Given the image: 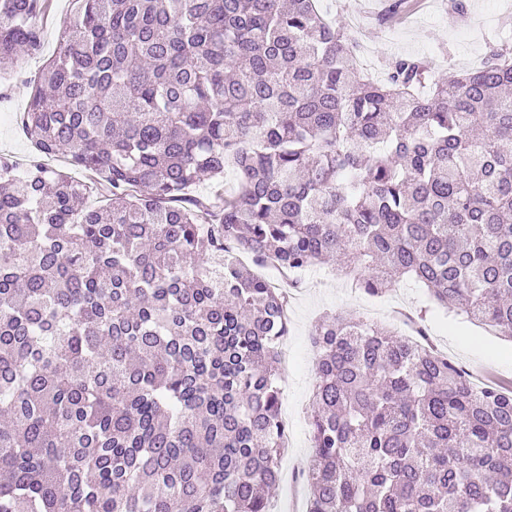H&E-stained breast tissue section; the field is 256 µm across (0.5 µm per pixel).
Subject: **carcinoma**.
Here are the masks:
<instances>
[{
	"label": "carcinoma",
	"mask_w": 512,
	"mask_h": 512,
	"mask_svg": "<svg viewBox=\"0 0 512 512\" xmlns=\"http://www.w3.org/2000/svg\"><path fill=\"white\" fill-rule=\"evenodd\" d=\"M70 5L20 121L93 180L0 155V512H268L288 292L260 267L409 279L512 341V43L373 80L319 0ZM46 8L0 0V71ZM415 333L314 325L307 512H512V391Z\"/></svg>",
	"instance_id": "carcinoma-1"
}]
</instances>
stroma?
<instances>
[{"label":"stroma","instance_id":"stroma-1","mask_svg":"<svg viewBox=\"0 0 512 512\" xmlns=\"http://www.w3.org/2000/svg\"><path fill=\"white\" fill-rule=\"evenodd\" d=\"M392 0H323L332 17L350 20L360 51L371 72L382 71L395 55L431 61L433 80L448 78L462 67L478 64L490 42L512 33V0H465L464 13H455L449 0H432L425 10L397 24L389 12ZM44 23L39 53L25 58L21 68L0 73V154L25 166L37 151L15 116L28 106L30 80L38 77L47 60L59 50V34L70 19L69 0H53ZM300 292L290 304L289 332L280 344L284 355L280 371L281 410L288 416V468L272 492V512H287L288 501L300 482L299 473L310 459L309 414L315 385L314 351L310 332L326 312L361 315L394 328L398 310L425 312L429 332L439 352L467 374H495L501 385L512 387V342L493 335L463 317L430 301L425 289L412 281L399 282L381 296H369L336 278L330 265L302 271Z\"/></svg>","mask_w":512,"mask_h":512}]
</instances>
